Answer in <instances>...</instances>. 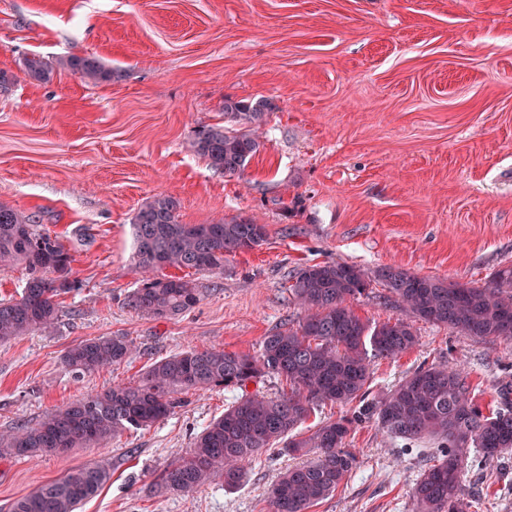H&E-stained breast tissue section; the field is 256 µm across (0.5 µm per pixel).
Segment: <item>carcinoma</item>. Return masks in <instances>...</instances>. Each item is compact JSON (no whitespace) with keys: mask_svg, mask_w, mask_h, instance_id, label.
Returning <instances> with one entry per match:
<instances>
[{"mask_svg":"<svg viewBox=\"0 0 512 512\" xmlns=\"http://www.w3.org/2000/svg\"><path fill=\"white\" fill-rule=\"evenodd\" d=\"M68 70L93 84L117 73L95 55H70L54 62L40 57L23 62L25 76L38 83ZM264 98L224 99V115L243 131L203 126L191 149L224 175L241 172L261 146L260 131L271 111ZM176 199L156 195L132 219L135 270L140 284L125 306L156 319L180 315L200 300L196 284L183 277L158 275L166 268L224 273V261L261 246L264 224L233 216L215 224H186ZM72 256L60 240L38 229L31 217L0 203V267L27 271L20 297L0 302V342L59 320V297L75 288ZM291 294L303 312L297 326L265 337L256 355L190 348L152 363L134 385L111 388L53 408L33 426L0 437V446L23 457L62 456L73 448H92L127 429H146L172 414L176 395L222 387L240 390L272 375L288 382V391L266 399L242 394L196 436L194 447L161 472L157 486L189 492L212 479L224 488L243 485L248 465L272 450L289 455L315 450L312 461L285 471L268 497V512H308L336 492L357 467L355 449L346 447L351 431L365 420L409 445L429 442V462L412 488L415 512H468L462 476L472 453L490 460L512 454V406L486 415L474 403L469 372L446 362L422 366L384 396L368 400L370 362L394 359L417 343L412 325L397 318L374 327L350 301L381 285L412 318L444 326L465 336L512 339V264L500 267L486 286L418 276L400 267L368 272L342 261L306 265L290 275ZM132 353L124 336H102L70 346L62 360L76 379L119 365ZM361 409L328 420L311 434L296 429L312 409L326 402ZM110 472L99 465L72 466L57 479L17 498L10 512H77L101 493Z\"/></svg>","mask_w":512,"mask_h":512,"instance_id":"1","label":"carcinoma"}]
</instances>
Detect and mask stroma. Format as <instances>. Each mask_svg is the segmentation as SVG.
<instances>
[{"mask_svg":"<svg viewBox=\"0 0 512 512\" xmlns=\"http://www.w3.org/2000/svg\"><path fill=\"white\" fill-rule=\"evenodd\" d=\"M93 54L120 78L91 84L57 70L30 82L24 59ZM0 202L57 235L77 286L59 322L0 343V434L48 409L115 384L188 348L255 353L296 322L290 273L339 260L392 265L472 286L512 264V0H0ZM268 98L262 145L235 175L190 148L203 126H228L225 99ZM188 224L242 215L266 242L229 256L224 272H190L200 300L154 319L126 308L139 284L132 218L156 195ZM369 324L400 317L381 286L352 300ZM417 344L371 362L382 397L419 367L470 374L483 411L512 389V340L475 339L414 322ZM124 336L132 355L73 380L71 345ZM183 404L66 458H19L0 448V512L68 467L111 478L78 512H267L296 458L271 451L234 491L216 479L190 493L157 480L221 416L232 393H182ZM359 463L308 512H415L411 489L426 454L374 423L348 438ZM470 512H512V455L464 472Z\"/></svg>","mask_w":512,"mask_h":512,"instance_id":"stroma-1","label":"stroma"}]
</instances>
